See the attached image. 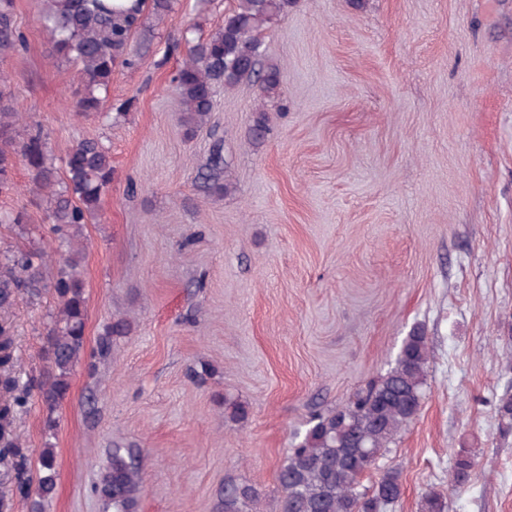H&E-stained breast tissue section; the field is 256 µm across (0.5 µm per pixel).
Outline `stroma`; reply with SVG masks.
<instances>
[{
    "label": "stroma",
    "mask_w": 512,
    "mask_h": 512,
    "mask_svg": "<svg viewBox=\"0 0 512 512\" xmlns=\"http://www.w3.org/2000/svg\"><path fill=\"white\" fill-rule=\"evenodd\" d=\"M236 0H177L116 64L106 116L79 114L76 67L49 56L37 0H14L25 52L0 63L13 107L40 124L56 167L80 139L112 155V184L83 227L84 355L46 429L31 397L15 429L56 453L49 512H103L93 492L113 444L146 458L140 512H222L224 484L281 512L277 471L311 414L384 374L416 327L429 363L416 420L379 460L400 472L394 512H512V0H295L262 34L276 94L219 91L217 135H187L171 78L186 39ZM270 133L250 144L257 108ZM221 147L232 190L197 178ZM0 252L53 251L51 221L16 161ZM54 266L0 321L23 378L39 377L57 306ZM128 335L100 348L113 317ZM245 404L232 420L225 400ZM471 449V482L448 472Z\"/></svg>",
    "instance_id": "stroma-1"
}]
</instances>
